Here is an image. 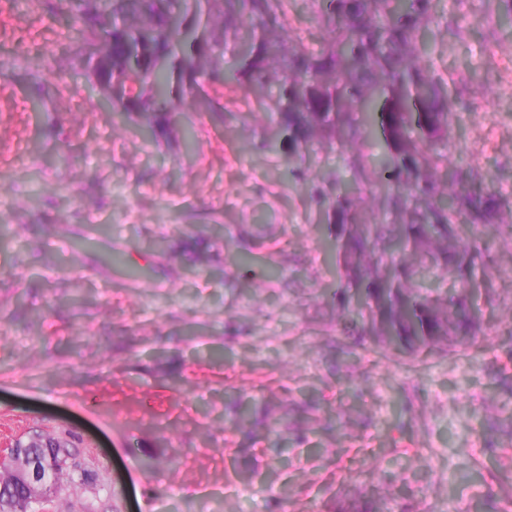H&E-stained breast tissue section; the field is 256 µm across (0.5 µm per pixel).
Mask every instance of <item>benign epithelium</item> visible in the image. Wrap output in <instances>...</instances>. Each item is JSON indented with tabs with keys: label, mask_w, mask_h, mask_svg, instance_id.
<instances>
[{
	"label": "benign epithelium",
	"mask_w": 512,
	"mask_h": 512,
	"mask_svg": "<svg viewBox=\"0 0 512 512\" xmlns=\"http://www.w3.org/2000/svg\"><path fill=\"white\" fill-rule=\"evenodd\" d=\"M68 458L62 445L42 448L32 438L15 439L0 450V491L6 485L13 489L15 512H53L54 474L68 469Z\"/></svg>",
	"instance_id": "obj_1"
}]
</instances>
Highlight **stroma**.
Returning a JSON list of instances; mask_svg holds the SVG:
<instances>
[{
	"label": "stroma",
	"instance_id": "stroma-1",
	"mask_svg": "<svg viewBox=\"0 0 512 512\" xmlns=\"http://www.w3.org/2000/svg\"><path fill=\"white\" fill-rule=\"evenodd\" d=\"M283 24L326 37L303 0ZM434 33L460 114L443 169L510 210L507 6L440 0ZM78 40L62 0H0V447L67 444L54 512H512V246L477 255V335L381 355L320 247L317 190L358 181L343 146L289 162L252 99L208 84L192 146L144 141Z\"/></svg>",
	"mask_w": 512,
	"mask_h": 512
}]
</instances>
